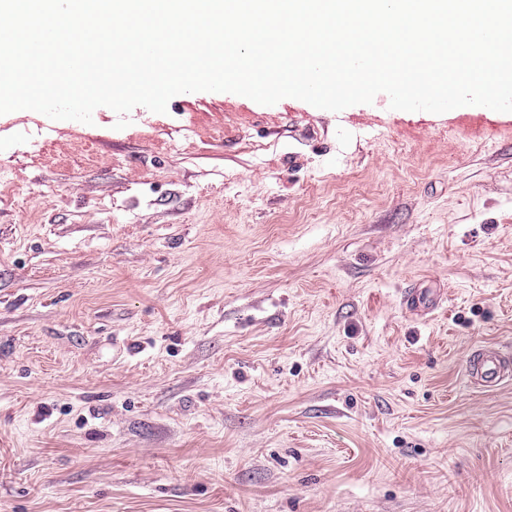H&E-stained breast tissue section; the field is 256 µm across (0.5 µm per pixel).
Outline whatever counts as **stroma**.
<instances>
[{
    "label": "stroma",
    "mask_w": 512,
    "mask_h": 512,
    "mask_svg": "<svg viewBox=\"0 0 512 512\" xmlns=\"http://www.w3.org/2000/svg\"><path fill=\"white\" fill-rule=\"evenodd\" d=\"M389 103L0 115V512H512V113ZM467 376L481 390H493L512 379V354L500 348L482 346L470 357Z\"/></svg>",
    "instance_id": "obj_1"
}]
</instances>
